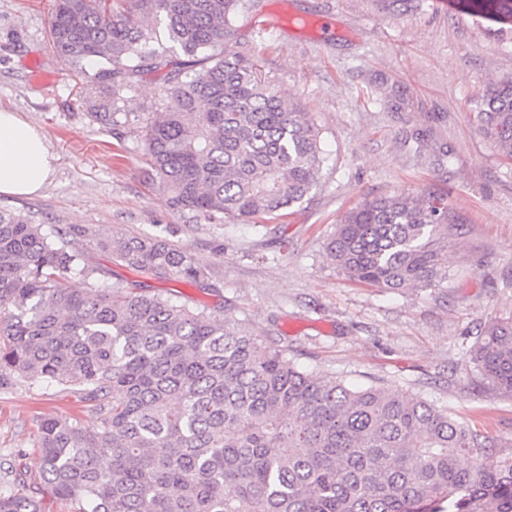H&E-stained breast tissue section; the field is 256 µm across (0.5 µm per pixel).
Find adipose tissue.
Masks as SVG:
<instances>
[{
	"label": "adipose tissue",
	"mask_w": 512,
	"mask_h": 512,
	"mask_svg": "<svg viewBox=\"0 0 512 512\" xmlns=\"http://www.w3.org/2000/svg\"><path fill=\"white\" fill-rule=\"evenodd\" d=\"M53 172L44 134L12 112H0V194L38 192Z\"/></svg>",
	"instance_id": "obj_1"
}]
</instances>
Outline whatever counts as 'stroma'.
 I'll use <instances>...</instances> for the list:
<instances>
[{"label":"stroma","instance_id":"obj_1","mask_svg":"<svg viewBox=\"0 0 512 512\" xmlns=\"http://www.w3.org/2000/svg\"><path fill=\"white\" fill-rule=\"evenodd\" d=\"M52 0H0V110L46 136L56 157L41 191L0 195V211L46 227L81 225L139 238L164 236L207 270L203 286L147 277L95 245L101 286L148 282L280 345L305 371L356 386L410 390L447 407L489 438L483 459L512 451V399L465 355L484 322L512 317V162L478 129L485 88L512 77V24L495 25L420 0L402 14L379 0H254L237 19L239 50L258 59L280 93L321 130L326 157L302 204L269 224H192L146 176L139 130L160 105L162 72L112 95L77 94L48 43ZM407 88L406 111L386 103ZM117 112V121L102 113ZM406 191L443 198L456 218L442 287L391 292L349 279L326 255L345 213L362 198ZM94 427L73 393L16 376L0 381V490L40 487L37 433L46 417Z\"/></svg>","mask_w":512,"mask_h":512}]
</instances>
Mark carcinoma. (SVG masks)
I'll return each instance as SVG.
<instances>
[{
	"instance_id": "1",
	"label": "carcinoma",
	"mask_w": 512,
	"mask_h": 512,
	"mask_svg": "<svg viewBox=\"0 0 512 512\" xmlns=\"http://www.w3.org/2000/svg\"><path fill=\"white\" fill-rule=\"evenodd\" d=\"M512 23V0H459ZM246 0H53L48 33L84 92L112 100L166 70L161 108L141 127L150 185L194 224L270 223L302 203L324 164L320 132L256 59L229 48ZM190 71L147 50L152 27ZM483 136L512 161V79L478 98ZM454 218L441 199H364L336 225L328 258L393 291L447 279ZM86 228L46 229L0 211V376L53 383L99 415L41 420L44 489L73 512H512V454L411 391L349 388L298 370L222 318L150 291L99 285ZM113 259L199 286L206 270L161 237L101 234ZM80 277L75 291L68 279ZM466 356L512 398V319L491 320ZM468 456L473 465L461 467ZM0 512H43L37 493L0 491Z\"/></svg>"
}]
</instances>
